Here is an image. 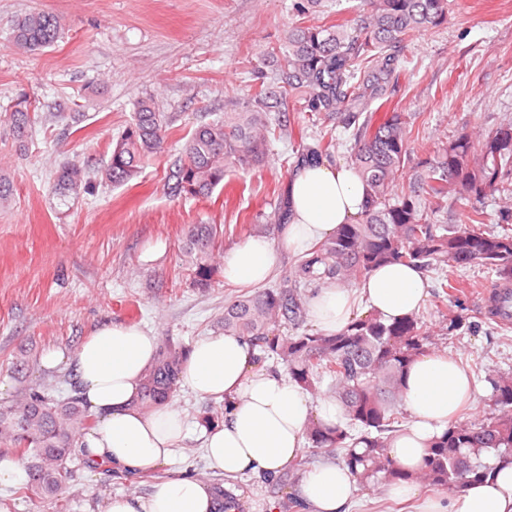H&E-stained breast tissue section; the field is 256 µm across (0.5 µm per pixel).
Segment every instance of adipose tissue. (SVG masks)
Returning a JSON list of instances; mask_svg holds the SVG:
<instances>
[{
  "instance_id": "obj_1",
  "label": "adipose tissue",
  "mask_w": 512,
  "mask_h": 512,
  "mask_svg": "<svg viewBox=\"0 0 512 512\" xmlns=\"http://www.w3.org/2000/svg\"><path fill=\"white\" fill-rule=\"evenodd\" d=\"M368 187L355 171L328 162L298 164L288 180V222L282 247L305 254L350 223L364 210ZM278 247L265 237H250L224 256V280L242 288L265 282L273 273ZM427 296L424 273L407 264L375 268L356 290L328 284L308 305L309 318L326 334L344 330L359 306L383 319L408 317ZM156 340L145 330L109 323L85 338L71 357L51 351L49 368L69 366L88 407L99 421L83 442L92 463L135 476L169 462L187 440L189 427L177 402L146 411L138 404L141 376L154 360ZM254 351L241 336H206L192 346L179 377L202 398L224 402L223 424L204 432V457L210 469L227 477L280 474L304 450L311 421L334 429L344 425L339 405L326 398L311 402L284 375L257 369ZM472 380L448 355L430 352L414 360L403 377V400L410 415L387 450L396 466L417 471L430 444L457 419L469 399ZM419 484L406 479L387 483L392 498L418 499V512H512V460L498 463L494 477L468 491L419 499ZM357 480L344 463L331 459L310 467L296 487L298 512H349ZM210 485L172 476L142 496H115L105 512H213Z\"/></svg>"
}]
</instances>
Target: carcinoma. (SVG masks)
<instances>
[{"instance_id":"cac0c4a2","label":"carcinoma","mask_w":512,"mask_h":512,"mask_svg":"<svg viewBox=\"0 0 512 512\" xmlns=\"http://www.w3.org/2000/svg\"><path fill=\"white\" fill-rule=\"evenodd\" d=\"M367 9L352 30L336 25L293 24L284 37L282 56L274 61L276 85L262 87L238 112H226L198 124L183 151L168 168L165 186L172 196L207 197L230 169L249 172L268 156L272 113L287 115L288 99L311 114L331 112L353 129L350 161L369 188L364 211L351 224L312 247L297 260L291 277L224 306V332L245 337L258 351L257 361L284 366L302 389L315 392L324 380L344 411L343 429L313 423L306 439L334 454L358 480L378 485L407 480L386 448L401 423L402 376L408 364L425 353L430 327L415 314L387 322L367 311L335 335L299 331L306 306L305 288L313 281L340 287L366 277L389 262L415 265L445 274L443 306L458 269L479 265L512 281V228L486 234L479 225L484 212L471 197L512 195V122L486 132H466L443 142L429 158L412 163L414 115L371 109L374 101L391 104L403 71L397 48L405 37L448 22V0H364ZM62 24L52 12L19 17L11 44L26 52L43 51L58 41ZM20 141L34 123L22 100L9 116ZM168 112L152 99L138 102L122 132L112 141L111 160L101 172L111 183H128L161 153L171 125ZM332 143L321 139L303 148L302 160L331 156ZM55 190L63 198L90 190L85 169L60 168ZM453 201L466 213L461 226L437 224L434 214ZM222 230L198 224L190 230V251L197 274L207 276L205 261ZM287 322L292 335L275 331ZM189 349L165 340L147 370L140 403L146 410L165 404L179 388V373ZM493 411L480 422L456 419L429 447L416 479L438 491L462 493L481 484L493 467L481 461L488 452L512 456V377L491 381ZM90 423L79 397L56 398L48 390L22 392L13 405L0 408V443L26 460L32 501L53 498L72 477L69 463L80 457L79 440Z\"/></svg>"}]
</instances>
